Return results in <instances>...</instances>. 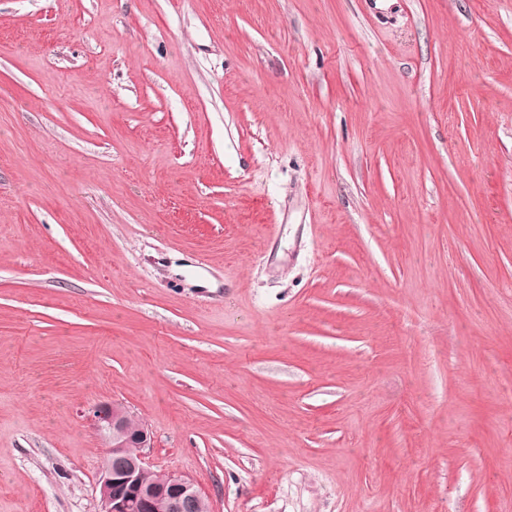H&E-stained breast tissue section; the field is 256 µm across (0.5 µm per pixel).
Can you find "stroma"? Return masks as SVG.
Here are the masks:
<instances>
[{
  "label": "stroma",
  "mask_w": 512,
  "mask_h": 512,
  "mask_svg": "<svg viewBox=\"0 0 512 512\" xmlns=\"http://www.w3.org/2000/svg\"><path fill=\"white\" fill-rule=\"evenodd\" d=\"M512 0H0V512H103L118 403L211 512H512Z\"/></svg>",
  "instance_id": "35a3bbf8"
}]
</instances>
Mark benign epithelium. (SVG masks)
<instances>
[{
	"label": "benign epithelium",
	"instance_id": "7a95c632",
	"mask_svg": "<svg viewBox=\"0 0 512 512\" xmlns=\"http://www.w3.org/2000/svg\"><path fill=\"white\" fill-rule=\"evenodd\" d=\"M111 448L99 478L103 512H207L206 497L191 479L151 470L144 450L151 447L147 427L132 422L119 404L98 406L93 413ZM152 474L147 484L143 476Z\"/></svg>",
	"mask_w": 512,
	"mask_h": 512
}]
</instances>
